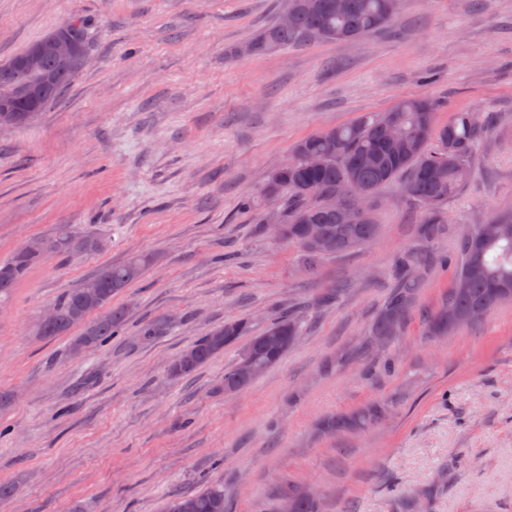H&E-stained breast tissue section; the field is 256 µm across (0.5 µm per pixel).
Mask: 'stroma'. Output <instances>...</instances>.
<instances>
[{"label": "stroma", "instance_id": "obj_1", "mask_svg": "<svg viewBox=\"0 0 512 512\" xmlns=\"http://www.w3.org/2000/svg\"><path fill=\"white\" fill-rule=\"evenodd\" d=\"M284 3L0 0V64L71 17L92 26L77 78L35 124L0 129V261L58 224L104 241L47 258L0 304V482L18 487L0 512H166L211 484L226 512H280L289 484L320 512H512V303L430 335L456 270L431 266L398 336L375 342L391 265L420 247L400 184L370 245L310 271L258 226L285 198L239 208L298 140L430 97L437 124L484 126L445 207L455 255L465 225L512 211V0H402L359 39L239 55ZM133 253L155 262L113 297L118 336L75 357L39 334L47 306ZM290 312L307 316L298 345L241 393H224L232 349L169 375L226 320L258 331ZM383 358L394 372L371 375Z\"/></svg>", "mask_w": 512, "mask_h": 512}]
</instances>
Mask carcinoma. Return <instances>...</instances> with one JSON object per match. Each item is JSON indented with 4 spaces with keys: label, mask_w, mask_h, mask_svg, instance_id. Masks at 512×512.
Listing matches in <instances>:
<instances>
[{
    "label": "carcinoma",
    "mask_w": 512,
    "mask_h": 512,
    "mask_svg": "<svg viewBox=\"0 0 512 512\" xmlns=\"http://www.w3.org/2000/svg\"><path fill=\"white\" fill-rule=\"evenodd\" d=\"M320 7L302 6L303 0H286L285 8L293 16L288 27L273 21L257 32L249 43L253 54L268 55L288 47H311L328 41H349L384 28L391 18L385 17L387 0H346L343 14L327 8L331 0H317ZM67 32L74 44V53L61 59L50 51L43 52V62L36 69H24L15 62L24 53L0 65V102L8 101L24 110L28 106L27 91L40 93V109L56 99L82 71L90 47V27L80 18L66 21ZM390 112L395 114L394 134L405 145V152L393 156L388 152V134L376 113H364L354 121L299 140L291 157L276 175H267L260 196H288V209L282 223L288 228V242L297 246L301 262L310 266L327 257L349 252L368 245L378 236L380 225L373 211L350 224L336 202L352 204L358 192L377 198L378 194L400 177H405L403 190L409 200L421 209L419 238L424 249L398 258L395 262L398 289L373 325V335L384 339L395 336L414 303L419 275L413 266L430 265L434 261L448 263V256L434 251V245L444 236L448 224L445 206L448 200L460 196L470 177L469 159L479 145L480 126L469 112H458L447 124L435 123V103L428 98H408L397 102ZM316 153L322 163L312 166L305 155ZM320 224L335 242L326 252L308 248L303 242L304 226ZM73 237L85 238L91 247L84 254L99 252L101 237L60 224L46 236L51 244L48 255L72 257ZM459 256L456 274L442 306L428 319L431 333L451 332L469 323L471 312L480 307L482 315L504 302H512V214L486 221L483 228L463 234L458 241ZM45 256L16 251L11 259L0 263V302L8 299L16 284ZM153 263L148 254L135 253L126 261L101 268L95 275L69 289L54 303L56 319L40 327L44 336H61L81 327L80 335L71 343L78 354L106 342L124 326V309L112 306V296L139 281ZM91 285L100 292L99 300L87 305L85 291ZM82 309L88 320L81 324L74 312ZM302 333L301 318L292 314L281 316L259 332L245 318L224 322L187 347L172 363L175 375H188L205 365L238 340L248 337V348L259 363L271 368L286 355L273 336ZM282 500L290 512H319L315 497L289 490ZM167 512H224V487L211 485L203 491L173 498Z\"/></svg>",
    "instance_id": "cac0c4a2"
}]
</instances>
